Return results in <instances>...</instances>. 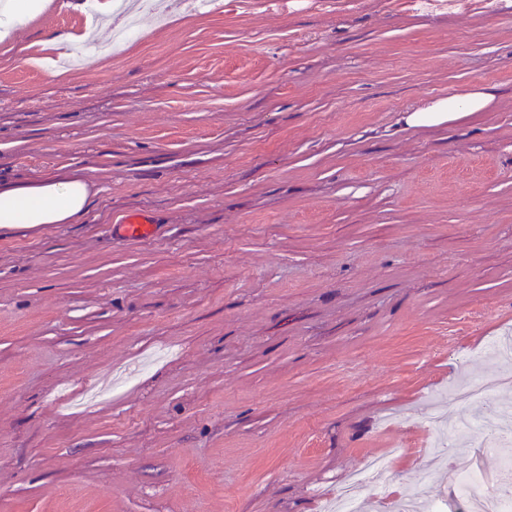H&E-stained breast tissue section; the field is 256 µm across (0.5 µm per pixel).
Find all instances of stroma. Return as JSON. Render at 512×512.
Returning a JSON list of instances; mask_svg holds the SVG:
<instances>
[{
	"label": "stroma",
	"mask_w": 512,
	"mask_h": 512,
	"mask_svg": "<svg viewBox=\"0 0 512 512\" xmlns=\"http://www.w3.org/2000/svg\"><path fill=\"white\" fill-rule=\"evenodd\" d=\"M83 18L0 42V185L93 183L0 229V512H322L385 453L456 512L481 440L441 467L422 427L512 337V0L146 10L48 77ZM474 85L485 111L405 124ZM139 209L158 236L114 239Z\"/></svg>",
	"instance_id": "stroma-1"
}]
</instances>
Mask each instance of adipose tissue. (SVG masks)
Returning <instances> with one entry per match:
<instances>
[{
    "label": "adipose tissue",
    "instance_id": "1",
    "mask_svg": "<svg viewBox=\"0 0 512 512\" xmlns=\"http://www.w3.org/2000/svg\"><path fill=\"white\" fill-rule=\"evenodd\" d=\"M493 99L487 89L474 86L430 101L407 114L405 122L414 127L441 125L485 111ZM91 194L90 182L81 175L0 187V229L72 223L86 213Z\"/></svg>",
    "mask_w": 512,
    "mask_h": 512
}]
</instances>
